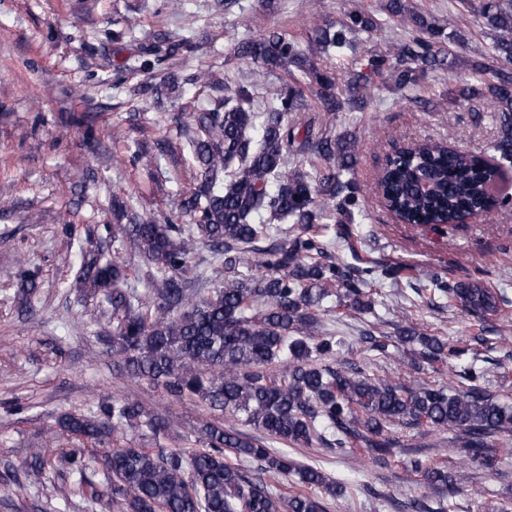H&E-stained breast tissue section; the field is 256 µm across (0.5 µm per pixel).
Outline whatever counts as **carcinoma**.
Instances as JSON below:
<instances>
[{
  "label": "carcinoma",
  "instance_id": "1",
  "mask_svg": "<svg viewBox=\"0 0 512 512\" xmlns=\"http://www.w3.org/2000/svg\"><path fill=\"white\" fill-rule=\"evenodd\" d=\"M386 7L404 37L394 44L392 59L374 57L370 69L401 88L443 65L457 40L407 0H387ZM479 15L491 34V65H476L473 80L448 86V97L494 104L502 129L494 149L506 158L512 156V0H485ZM381 29L372 16L355 11L336 31L310 27L304 49L273 32L240 43L237 55L269 69L301 70L320 112L362 110L368 78L320 71L309 56L333 49L341 59L352 48L348 35L371 36ZM303 98V89L290 87L259 112L250 86L241 85L216 108L193 115L197 187L180 203V215L193 224L185 229L172 220L159 224L135 216L131 224L112 225V241L155 270L145 293L121 287L127 279L122 261L99 252L83 256L78 287L111 308L113 347L128 372L174 399L202 403L253 429L247 433L211 421L198 430L197 448L114 446L105 454L103 477L112 483V504L120 512H326L321 493L334 494L339 486L321 467L290 456L288 448L316 442L331 453L368 448L388 455L400 447L393 427L405 425L450 434L465 460L491 470L490 442L512 435V404L481 387L483 370L473 363L461 370L458 386L410 387L336 360L338 342L325 321L331 308L322 307L323 301L334 295L339 306L360 315L375 310V302L355 287L363 270L332 254L318 231L327 217L316 203L320 196L335 203L338 223L352 220L357 199L344 176L355 157V140L346 134L316 136L311 128L298 139L288 114L304 109ZM294 154L312 155L320 163L291 168L288 156ZM497 177L478 156L421 142L386 157L376 192L401 222L439 229L496 207L498 199L487 188ZM423 181L432 184L431 192L420 191ZM288 220L292 226L281 225ZM202 246L218 260L212 273L224 282L198 298L189 292L186 274ZM439 291L448 307L478 320L504 313L509 304L481 279L442 283ZM357 343L386 359L414 345L406 367L416 373L468 351L410 322L396 325L392 334L371 322ZM59 427L96 445L120 427L160 436L171 422L138 401L124 400L102 404L96 416L67 415ZM274 442L283 449H274ZM84 452L73 448L60 463L81 475L79 487L93 497L97 483L83 478ZM409 464L427 486L454 490L443 469L419 458ZM291 477L300 486L294 492L273 484Z\"/></svg>",
  "mask_w": 512,
  "mask_h": 512
}]
</instances>
